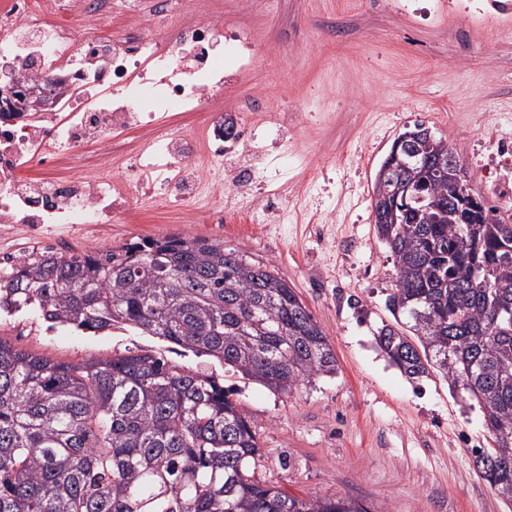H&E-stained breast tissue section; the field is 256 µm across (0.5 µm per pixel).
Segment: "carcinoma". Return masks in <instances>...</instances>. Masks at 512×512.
Returning a JSON list of instances; mask_svg holds the SVG:
<instances>
[{
	"mask_svg": "<svg viewBox=\"0 0 512 512\" xmlns=\"http://www.w3.org/2000/svg\"><path fill=\"white\" fill-rule=\"evenodd\" d=\"M399 134L373 197L397 279L377 345L406 376L436 371L476 400L495 447L483 477L512 503V224L461 202L429 161L448 139ZM430 180L425 201L393 199ZM80 330L132 327L290 393L336 372L320 325L288 282L207 238L29 254L0 276V309ZM257 427L224 385L151 353L55 362L0 339V512H369L257 479Z\"/></svg>",
	"mask_w": 512,
	"mask_h": 512,
	"instance_id": "1",
	"label": "carcinoma"
}]
</instances>
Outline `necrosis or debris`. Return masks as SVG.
Returning <instances> with one entry per match:
<instances>
[{
	"label": "necrosis or debris",
	"mask_w": 512,
	"mask_h": 512,
	"mask_svg": "<svg viewBox=\"0 0 512 512\" xmlns=\"http://www.w3.org/2000/svg\"><path fill=\"white\" fill-rule=\"evenodd\" d=\"M455 9L488 38L512 35V0H459ZM108 10V0H0V73L34 67L74 87L48 111L13 121L0 113V223L97 224L105 204L135 221L172 192L187 214L223 223L221 183L202 192L186 184L230 151L216 101L225 84L248 80L251 33L209 16L205 0H159L141 16L140 36L105 37ZM189 113L202 127L171 129ZM138 128L149 132L144 142L105 154L100 173L76 165L93 138Z\"/></svg>",
	"instance_id": "4bbe7bcc"
}]
</instances>
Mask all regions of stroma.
I'll use <instances>...</instances> for the list:
<instances>
[{
    "label": "stroma",
    "instance_id": "obj_1",
    "mask_svg": "<svg viewBox=\"0 0 512 512\" xmlns=\"http://www.w3.org/2000/svg\"><path fill=\"white\" fill-rule=\"evenodd\" d=\"M207 9L256 38L250 82L223 96L242 149L214 171L251 191L224 208L254 209L267 191L277 210L258 224H191L173 198L137 223L44 224L37 238L29 225L0 224V249L223 240L295 290L328 338L335 374L276 393L132 328L52 329L27 310L0 313V339L72 364L152 350L215 377L257 427V477L291 495L342 496L376 512H512L476 466V449L492 445L477 402L441 377L409 379L376 345L393 320L396 270L372 211L393 140L423 122L447 137L474 191L512 219V198L490 193L512 168L482 169L498 140H512V37L484 38L444 6L409 15L395 0H207Z\"/></svg>",
    "mask_w": 512,
    "mask_h": 512
}]
</instances>
